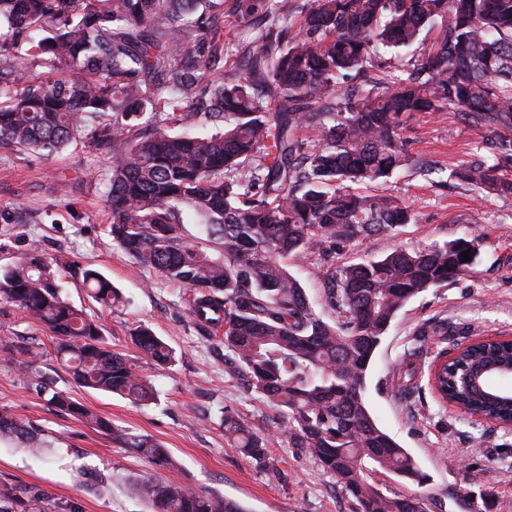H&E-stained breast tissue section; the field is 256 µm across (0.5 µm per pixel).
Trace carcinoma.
Instances as JSON below:
<instances>
[{
    "label": "carcinoma",
    "instance_id": "1",
    "mask_svg": "<svg viewBox=\"0 0 512 512\" xmlns=\"http://www.w3.org/2000/svg\"><path fill=\"white\" fill-rule=\"evenodd\" d=\"M261 15L242 55L243 75L208 79L224 51V0H0V142L52 155L85 139L109 156L107 202L112 240L143 268L194 291L190 314L205 334L220 324L231 377L246 380L284 415L277 436L307 449L336 481L354 512H432L440 500L410 490L426 481L416 460L370 414L368 371L399 310L414 296L469 273L474 241L457 238L412 250L395 248L336 265L343 247L418 222L397 197L353 192L418 165L401 136L415 112H454L495 133L492 156L462 163L451 177L489 194L512 195V0H233ZM299 28H294L293 18ZM436 28L422 58L381 82L366 79L382 49L409 47ZM45 33L39 40L33 34ZM196 41L205 56L190 48ZM37 63L49 77L22 88L17 73ZM81 75L54 78L59 66ZM212 123L211 136L169 132ZM311 127L317 142L297 131ZM203 226L185 240L182 213ZM469 251V261L462 252ZM320 257L324 321L300 281L280 262ZM82 283L106 308L123 303L101 272ZM0 303L22 309L55 339L74 383L143 405L153 387L133 359L112 350L95 318L60 289L57 269L38 243L0 268ZM140 358L174 361L148 328L132 336ZM15 367L50 402L159 468L173 461L154 440L112 425L37 369L41 346L7 343ZM399 371L413 388L414 358ZM512 364V341L469 344L432 388L506 427L512 404L490 387L491 368ZM234 447L277 479L266 461L270 437L224 412ZM0 436L41 455L52 442L0 416ZM136 493L153 512H243L236 503L186 483L143 477ZM30 495L0 485V512H24Z\"/></svg>",
    "mask_w": 512,
    "mask_h": 512
}]
</instances>
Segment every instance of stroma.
<instances>
[{"mask_svg": "<svg viewBox=\"0 0 512 512\" xmlns=\"http://www.w3.org/2000/svg\"><path fill=\"white\" fill-rule=\"evenodd\" d=\"M260 17L224 14V69H242L241 54ZM403 136L412 156L431 162L435 173L408 167L378 189L399 197L418 215L395 237L378 236L344 248L337 263H352L390 251L414 249L467 237L477 243L468 275L412 298L397 314L371 366L365 391L377 424L416 459L429 477L427 492L479 500L493 492L488 512H512V431L439 403L427 378L402 392L392 380L412 343L424 360L441 350L456 353L473 341L512 338V196L487 194L449 179L447 171L487 156L490 135L453 113L416 114ZM108 158L88 142L46 155L0 146V265L20 261L31 241L59 264L63 294L98 319L115 351L134 355L131 334L150 327L175 351L167 366L140 363L157 398L133 406L105 392L75 387L62 362L52 354L48 333L20 309L0 307V340L35 339L47 348L39 369L57 388L122 428L155 439L178 463L164 470L73 416L59 411L37 393L0 347V415L10 417L55 443L49 456L28 452L18 441L0 438V485H20L39 496L42 512L65 505L77 512H149L133 489L139 478L155 475L205 489L239 502L245 512H351L350 501L334 479L323 474L303 449L272 441L270 463L282 477L268 479L255 461L232 448L222 418L232 411L247 416L260 433H272L279 412L229 378L224 341L201 335L189 308L191 292L139 268L107 232L112 214L99 179ZM288 271L302 284L310 305L327 322L337 316L324 303L314 257H287ZM99 270L123 295L111 309L87 295L77 269ZM447 337L437 336L439 324Z\"/></svg>", "mask_w": 512, "mask_h": 512, "instance_id": "obj_1", "label": "stroma"}]
</instances>
